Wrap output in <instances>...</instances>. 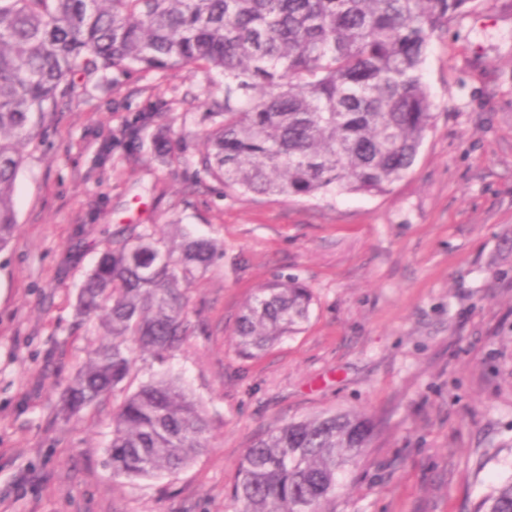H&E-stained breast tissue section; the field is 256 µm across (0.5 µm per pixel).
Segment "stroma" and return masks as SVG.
Wrapping results in <instances>:
<instances>
[{
  "instance_id": "1",
  "label": "stroma",
  "mask_w": 512,
  "mask_h": 512,
  "mask_svg": "<svg viewBox=\"0 0 512 512\" xmlns=\"http://www.w3.org/2000/svg\"><path fill=\"white\" fill-rule=\"evenodd\" d=\"M434 119L382 193L242 194L200 165L224 76L112 69L25 148L17 228L0 250V512H236L247 448L290 421L354 412L376 424L325 512H473L512 477V0H470L433 39ZM152 116L137 153L103 145ZM181 224L224 256L186 288L189 331L125 382L179 378L209 447L155 477L113 474L112 404L63 421V389L102 340L77 290L107 242ZM310 289L307 322L257 357L235 328L264 284Z\"/></svg>"
}]
</instances>
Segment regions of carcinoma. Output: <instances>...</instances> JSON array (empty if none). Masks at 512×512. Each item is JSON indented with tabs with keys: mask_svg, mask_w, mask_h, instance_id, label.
I'll return each mask as SVG.
<instances>
[{
	"mask_svg": "<svg viewBox=\"0 0 512 512\" xmlns=\"http://www.w3.org/2000/svg\"><path fill=\"white\" fill-rule=\"evenodd\" d=\"M470 0H0V248L16 224L23 146L65 104L74 76L114 68L224 73L203 170L242 192L380 193L413 166L433 112L422 66ZM145 226L108 242L76 298L111 340L62 395L65 417L116 392L136 355L158 359L187 334L183 288L223 254L215 242ZM312 294L294 278L247 302L236 336L249 357L295 333ZM375 430L361 414L288 422L247 449L231 488L238 512H323ZM209 422L177 379L142 383L113 408V473L176 472L208 448ZM476 512H512V477Z\"/></svg>",
	"mask_w": 512,
	"mask_h": 512,
	"instance_id": "obj_1",
	"label": "carcinoma"
}]
</instances>
